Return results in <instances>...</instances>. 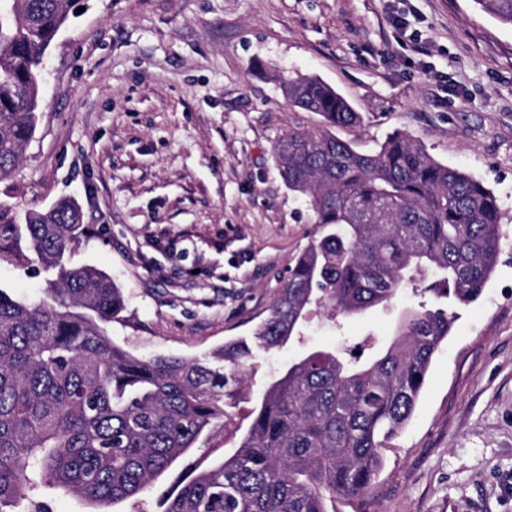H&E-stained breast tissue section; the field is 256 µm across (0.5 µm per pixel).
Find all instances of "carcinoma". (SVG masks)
<instances>
[{"label": "carcinoma", "mask_w": 512, "mask_h": 512, "mask_svg": "<svg viewBox=\"0 0 512 512\" xmlns=\"http://www.w3.org/2000/svg\"><path fill=\"white\" fill-rule=\"evenodd\" d=\"M512 26V0H475ZM73 0H9L0 15V179L19 166L41 104L44 59ZM288 109L326 129L295 127L276 145L288 188L306 195L319 235L300 253L255 349L301 339L314 309L328 320L390 304L428 282L433 302L407 312L391 341L345 358L306 351L256 396L234 451L161 493L163 512H363L383 467L382 442L411 417L458 309L476 302L495 270L504 215L479 180L431 156L406 134L360 151L330 128L360 121L314 77L282 83ZM30 247L52 274L51 301L0 289V512H52L49 488L96 512L134 502L231 416L249 389L253 350L239 340L202 358L136 356L107 335L127 298L112 277L72 266L87 229L63 199L25 214Z\"/></svg>", "instance_id": "carcinoma-1"}]
</instances>
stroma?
Listing matches in <instances>:
<instances>
[{
    "label": "stroma",
    "mask_w": 512,
    "mask_h": 512,
    "mask_svg": "<svg viewBox=\"0 0 512 512\" xmlns=\"http://www.w3.org/2000/svg\"><path fill=\"white\" fill-rule=\"evenodd\" d=\"M51 43L35 135L0 180L13 213L76 200L88 227L69 257L122 288L108 334L139 356H201L249 338L318 233L275 146L292 127L281 78L316 77L361 116L337 137L368 150L402 132L481 181L504 219L482 297L461 308L413 416L389 440L368 512H512V26L474 0H78ZM406 20L398 26L396 17ZM24 224H0V289L44 298ZM419 294L337 323L312 312L302 341L257 353L260 392L308 347L393 335ZM250 403L209 447L232 452Z\"/></svg>",
    "instance_id": "stroma-1"
}]
</instances>
